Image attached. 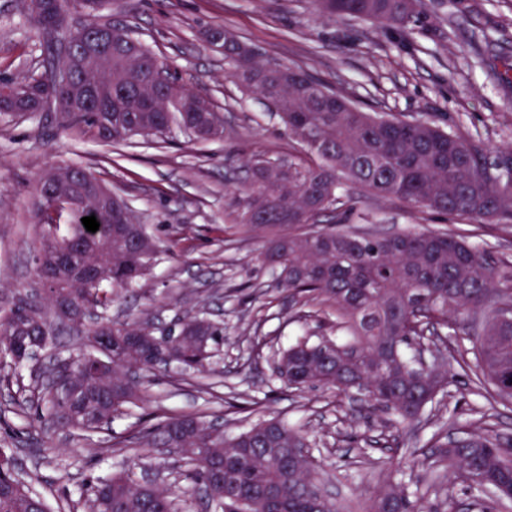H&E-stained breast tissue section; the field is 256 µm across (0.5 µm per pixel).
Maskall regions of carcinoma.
I'll use <instances>...</instances> for the list:
<instances>
[{
	"mask_svg": "<svg viewBox=\"0 0 512 512\" xmlns=\"http://www.w3.org/2000/svg\"><path fill=\"white\" fill-rule=\"evenodd\" d=\"M329 16L367 18L381 28L414 29L421 13L411 0H313ZM69 0H57V38L83 44L99 28L101 16L79 25H62ZM41 58L53 57L43 20L32 18ZM232 76L274 106L288 131L302 144L306 159L288 164L263 157L247 161L250 199L243 223L269 234L264 255L278 285L300 296L330 335L312 343L300 339L282 352L278 376L295 388L320 386L340 393L362 392L365 410L379 411L397 424L421 417L447 392L448 374L426 367L414 345L444 342L442 331L477 337L476 387L509 405L512 394V267H495L488 253L460 236L439 232L385 235L341 233L314 228L317 217L345 206L347 184L408 205L447 213L465 224H512V154L496 162L454 132L424 119H390L364 111L298 68L262 64L248 46L220 32ZM134 60L112 55V66L88 82L94 106L61 112L60 128L77 140L125 142L149 138L154 124L171 122L200 130L201 140L220 137L223 119L209 98L185 86H156L153 74L164 66L152 51ZM18 116L34 115L57 103L47 76H16L0 81ZM39 188L30 200L38 224L35 274L56 271L58 253L84 236L82 224H54L39 214ZM158 245L129 216L127 224L104 223L82 251L67 257L69 274L45 283V305L61 318L58 306L103 308L142 280ZM43 305V306H45ZM35 300L20 299L0 309V371L30 364L18 347L48 341L51 323ZM149 326L112 323L88 330L85 349L31 373L18 406L47 414L90 437L116 415H133L145 398V383L158 366L175 363L184 372L206 369L222 327L202 317L183 320L182 335L166 341L167 356L154 353L132 336H149ZM218 423L197 415H172L141 427L123 441L126 454L108 477L89 476L80 486L91 512H176L175 491L140 482V448H176L185 477L202 488L212 480L211 463H224L222 512H338L335 503L316 497L312 461L303 435L282 420H262L232 437L217 438ZM453 482L491 487L484 494L488 512L512 508V437L481 432L439 444L425 457ZM13 456L0 448V512H50L43 497L15 478ZM420 488L391 481L367 512H427Z\"/></svg>",
	"mask_w": 512,
	"mask_h": 512,
	"instance_id": "1",
	"label": "carcinoma"
}]
</instances>
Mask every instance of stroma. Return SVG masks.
<instances>
[{
  "instance_id": "stroma-1",
  "label": "stroma",
  "mask_w": 512,
  "mask_h": 512,
  "mask_svg": "<svg viewBox=\"0 0 512 512\" xmlns=\"http://www.w3.org/2000/svg\"><path fill=\"white\" fill-rule=\"evenodd\" d=\"M105 21L132 30L187 88L208 95L224 114V135L198 141L180 130L166 138H135L110 146L71 139L39 116L0 120V307L39 297L34 275L37 229L29 212L36 179L63 165H83L111 184L160 253L146 279L103 310L115 322L167 328L198 315L220 323L224 339L207 373L159 368L144 410L160 416L209 412L231 435L277 416L306 435L323 486L340 512L364 503L401 469L423 485L422 460L433 436L457 437L479 426L512 436V407L490 406L454 377L440 404L409 425L367 414L355 395L321 387L295 389L280 379L272 353L295 337L319 336L316 317L273 280L263 259L264 233L247 230L243 161L262 156L299 161L304 151L275 110L228 74L208 36L226 32L258 49L263 62L302 69L368 112L425 117L478 144L488 158L512 146V0H423L410 33L363 18H329L312 0H114ZM41 47L23 0H0V78L38 71ZM350 213L328 212L319 226L391 234L460 231L457 217L414 209L397 199L351 191ZM471 244L512 265V225L476 224ZM30 382L22 368L0 387L8 428L0 448L13 451L21 478L49 504L67 498L70 512H88L78 489L86 475L107 476L116 437L137 433V419L116 417L86 440L15 407ZM159 486H176L179 512H202L175 454L144 451Z\"/></svg>"
}]
</instances>
